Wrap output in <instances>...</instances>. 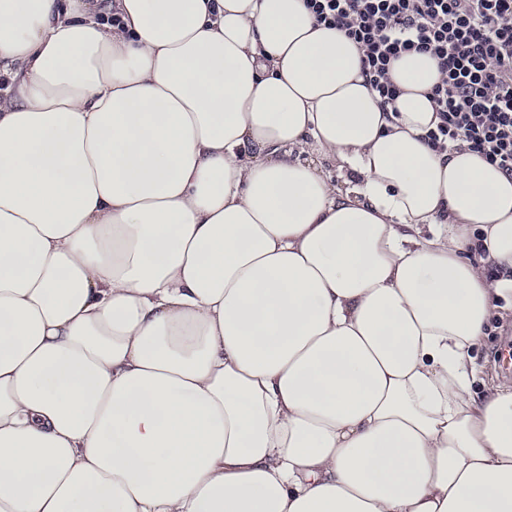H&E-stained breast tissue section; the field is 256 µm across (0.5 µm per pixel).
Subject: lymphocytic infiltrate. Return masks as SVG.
<instances>
[{"label": "lymphocytic infiltrate", "instance_id": "f902f5d3", "mask_svg": "<svg viewBox=\"0 0 512 512\" xmlns=\"http://www.w3.org/2000/svg\"><path fill=\"white\" fill-rule=\"evenodd\" d=\"M317 23L363 53L383 102L398 88L390 65L402 55L434 57L442 78L430 92L439 122L428 143L462 144L512 175V0H305Z\"/></svg>", "mask_w": 512, "mask_h": 512}]
</instances>
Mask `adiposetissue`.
Wrapping results in <instances>:
<instances>
[{"label": "adipose tissue", "instance_id": "ef3b65f1", "mask_svg": "<svg viewBox=\"0 0 512 512\" xmlns=\"http://www.w3.org/2000/svg\"><path fill=\"white\" fill-rule=\"evenodd\" d=\"M361 58L304 0H0V512H512V177ZM511 319L512 321V312L511 310H504V309H496L494 313L492 314L489 327L487 328V336L484 339V343L480 347H476L473 352L472 356L474 358V361L477 366V374H476V380L473 384V391L475 393H481V390L485 389V382L489 377H492L497 383L507 386H512V372L511 375H507L504 373H501L499 371V375L506 379H501L495 372H490L487 368V360L490 361L491 354L495 350H508L507 347V338L505 336L506 329H500L499 320L502 321H509Z\"/></svg>", "mask_w": 512, "mask_h": 512}]
</instances>
